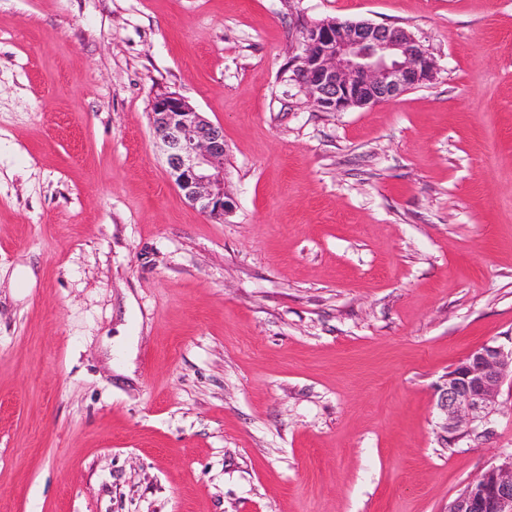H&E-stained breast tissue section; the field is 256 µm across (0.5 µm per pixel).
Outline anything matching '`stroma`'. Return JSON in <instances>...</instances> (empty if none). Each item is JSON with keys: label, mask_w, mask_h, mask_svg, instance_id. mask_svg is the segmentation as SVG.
Wrapping results in <instances>:
<instances>
[{"label": "stroma", "mask_w": 512, "mask_h": 512, "mask_svg": "<svg viewBox=\"0 0 512 512\" xmlns=\"http://www.w3.org/2000/svg\"><path fill=\"white\" fill-rule=\"evenodd\" d=\"M400 27L397 100L323 112L300 20ZM172 92L232 213L171 184ZM512 348V0H0V512H448L450 367ZM151 127L164 148L168 175L181 195L202 213L223 218L232 201L224 191V129L178 94L156 97Z\"/></svg>", "instance_id": "obj_1"}]
</instances>
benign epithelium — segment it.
I'll return each mask as SVG.
<instances>
[{"label": "benign epithelium", "instance_id": "obj_1", "mask_svg": "<svg viewBox=\"0 0 512 512\" xmlns=\"http://www.w3.org/2000/svg\"><path fill=\"white\" fill-rule=\"evenodd\" d=\"M293 57L309 100L323 112H344L399 98L431 80L434 62L406 30L368 22L324 20L300 25ZM151 127L164 148L168 175L202 213L222 218L232 201L224 191V128L178 94L156 97ZM512 380V351L482 345L448 370L438 408L448 441L488 424ZM448 512H512V457L469 482Z\"/></svg>", "mask_w": 512, "mask_h": 512}]
</instances>
